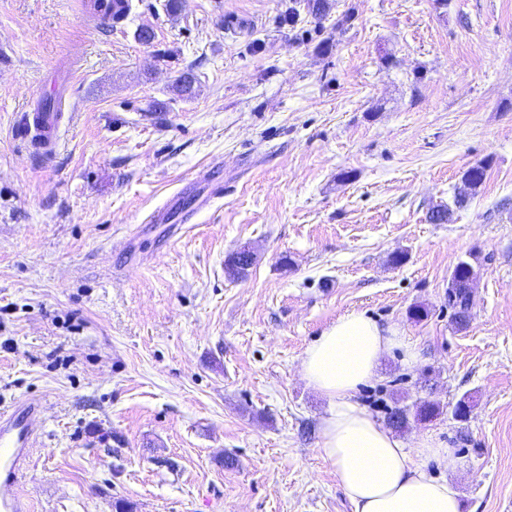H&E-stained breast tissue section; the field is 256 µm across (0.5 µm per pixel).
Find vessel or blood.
Listing matches in <instances>:
<instances>
[{"label":"vessel or blood","mask_w":512,"mask_h":512,"mask_svg":"<svg viewBox=\"0 0 512 512\" xmlns=\"http://www.w3.org/2000/svg\"><path fill=\"white\" fill-rule=\"evenodd\" d=\"M81 19L94 30L110 26L113 14L126 11L127 0H79ZM69 82L51 78L48 89L35 95L26 112L20 116L15 136L34 153L52 158L60 141L62 113L47 110L50 102L60 101ZM38 403L22 402L0 409V512H30L28 499L20 492L28 474V458L41 443L33 420Z\"/></svg>","instance_id":"vessel-or-blood-1"}]
</instances>
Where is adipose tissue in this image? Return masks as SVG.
I'll return each mask as SVG.
<instances>
[{"instance_id": "obj_1", "label": "adipose tissue", "mask_w": 512, "mask_h": 512, "mask_svg": "<svg viewBox=\"0 0 512 512\" xmlns=\"http://www.w3.org/2000/svg\"><path fill=\"white\" fill-rule=\"evenodd\" d=\"M403 343L396 328L352 311L304 350L301 374L327 401L319 445L353 512H461L454 484L426 470L430 460H447V449L428 435L405 447L356 400L383 356Z\"/></svg>"}]
</instances>
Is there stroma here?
Wrapping results in <instances>:
<instances>
[{"instance_id": "35a3bbf8", "label": "stroma", "mask_w": 512, "mask_h": 512, "mask_svg": "<svg viewBox=\"0 0 512 512\" xmlns=\"http://www.w3.org/2000/svg\"><path fill=\"white\" fill-rule=\"evenodd\" d=\"M328 4L293 28L291 0H132L91 31L77 0H0V406L43 405L31 512H352L300 372L350 311L407 343L360 405L382 422L437 403L398 437L448 448L428 471L454 476L462 512H512V0ZM55 66L74 117L45 161L13 129ZM216 159L222 199L145 223ZM245 244L256 262L230 278ZM472 276V269L468 262L461 261L457 264L450 279V287L452 288V296L458 307V320L460 323L466 321L470 306L471 297L468 288V282Z\"/></svg>"}]
</instances>
